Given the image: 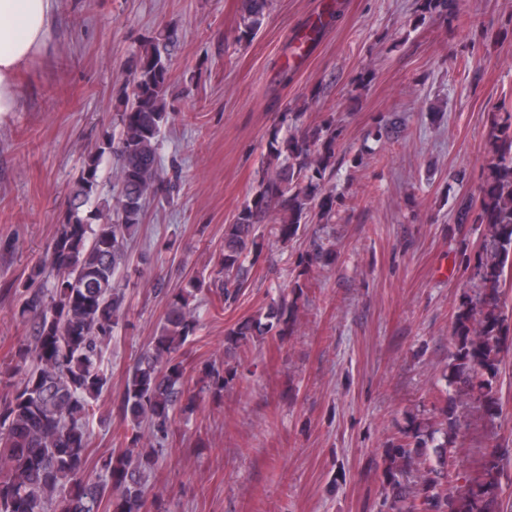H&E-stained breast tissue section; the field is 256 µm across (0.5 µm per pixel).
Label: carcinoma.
Instances as JSON below:
<instances>
[{
  "label": "carcinoma",
  "instance_id": "obj_1",
  "mask_svg": "<svg viewBox=\"0 0 512 512\" xmlns=\"http://www.w3.org/2000/svg\"><path fill=\"white\" fill-rule=\"evenodd\" d=\"M268 0H241L238 40H249L261 23ZM421 13L460 16V0H420ZM176 32L144 41L124 84L118 137L83 157L80 176L70 190L66 220L44 260L32 272L40 285L24 288L20 317L30 325L12 368L0 375L19 377L11 396L0 402V512H143L149 472L169 439L176 413H194L205 396L219 397L237 371L210 369L197 390L185 388L183 347L199 330L197 295L214 292L230 304L248 282L247 262L262 252L258 225L269 221L279 241L297 235L309 210V189L325 179L336 161L338 132L323 123L286 138L272 135L268 166L259 189L231 224L224 225V249L214 278L190 281L168 293L158 336L129 369L115 409L123 426L125 449L102 460L100 474L86 473L92 401L105 385L101 361L114 328L127 315L116 278L130 258V241L143 223L149 199L170 196L174 185L162 172L159 136L168 120L170 60ZM493 143L512 141V122L493 119ZM113 152L118 166L114 195H98L104 156ZM92 207L101 223L86 222ZM460 224L485 225L482 258L474 266L477 292L455 315L456 352L449 386L461 403L479 404L491 418L499 414L493 379L505 341L512 334L503 313L501 288L512 272V157L492 162L476 196L465 198ZM291 310L281 303L268 322L245 319L229 327L224 344L238 350L274 325L288 326ZM444 441L438 456L450 452L460 425L454 410L442 409ZM424 428L418 425L388 453L387 482L396 512H496L500 458L484 459L481 478L464 479L448 491L429 469L410 490L399 477L416 463Z\"/></svg>",
  "mask_w": 512,
  "mask_h": 512
}]
</instances>
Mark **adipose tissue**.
<instances>
[{"label": "adipose tissue", "instance_id": "obj_1", "mask_svg": "<svg viewBox=\"0 0 512 512\" xmlns=\"http://www.w3.org/2000/svg\"><path fill=\"white\" fill-rule=\"evenodd\" d=\"M57 0H0V114L17 106L16 75L46 46Z\"/></svg>", "mask_w": 512, "mask_h": 512}]
</instances>
